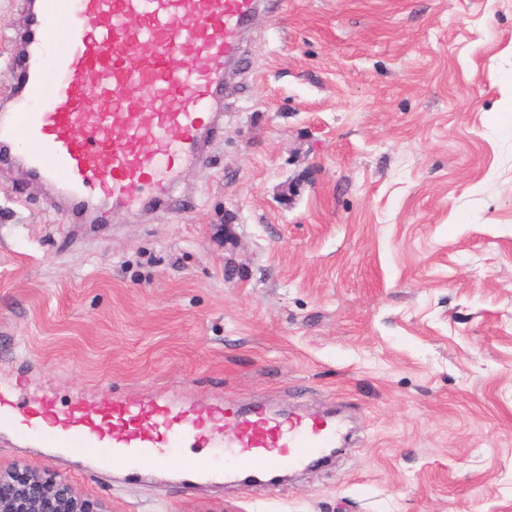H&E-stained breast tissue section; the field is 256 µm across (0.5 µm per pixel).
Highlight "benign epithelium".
I'll return each mask as SVG.
<instances>
[{"instance_id":"obj_1","label":"benign epithelium","mask_w":512,"mask_h":512,"mask_svg":"<svg viewBox=\"0 0 512 512\" xmlns=\"http://www.w3.org/2000/svg\"><path fill=\"white\" fill-rule=\"evenodd\" d=\"M0 512H105L67 479L0 466Z\"/></svg>"}]
</instances>
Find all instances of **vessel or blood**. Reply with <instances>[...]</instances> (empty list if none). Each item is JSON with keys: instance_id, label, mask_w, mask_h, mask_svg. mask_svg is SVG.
I'll return each instance as SVG.
<instances>
[{"instance_id": "obj_1", "label": "vessel or blood", "mask_w": 512, "mask_h": 512, "mask_svg": "<svg viewBox=\"0 0 512 512\" xmlns=\"http://www.w3.org/2000/svg\"><path fill=\"white\" fill-rule=\"evenodd\" d=\"M267 0H38L22 91L0 113V140L69 202L99 199L147 213L173 200L185 165L206 163V138L224 131L226 77ZM76 18L80 28L63 25ZM209 440L225 471L297 470L337 447L335 419L262 404L223 408ZM201 411L164 398L102 392L67 411L22 407L0 390V431L138 471L162 466L200 439Z\"/></svg>"}]
</instances>
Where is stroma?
<instances>
[{"mask_svg": "<svg viewBox=\"0 0 512 512\" xmlns=\"http://www.w3.org/2000/svg\"><path fill=\"white\" fill-rule=\"evenodd\" d=\"M27 0H0V106ZM178 202L96 223L0 161V385L341 408L276 486L0 432L108 512H512V0H276Z\"/></svg>", "mask_w": 512, "mask_h": 512, "instance_id": "stroma-1", "label": "stroma"}]
</instances>
